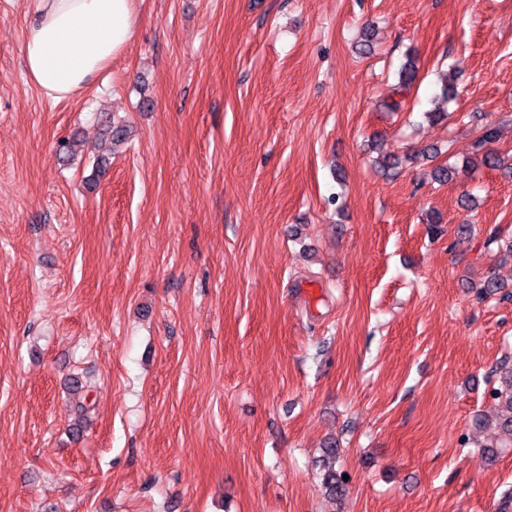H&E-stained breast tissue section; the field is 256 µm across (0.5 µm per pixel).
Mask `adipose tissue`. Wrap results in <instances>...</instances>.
Listing matches in <instances>:
<instances>
[{"label": "adipose tissue", "instance_id": "adipose-tissue-1", "mask_svg": "<svg viewBox=\"0 0 512 512\" xmlns=\"http://www.w3.org/2000/svg\"><path fill=\"white\" fill-rule=\"evenodd\" d=\"M139 0H34L24 32L26 71L58 102L101 76L132 41Z\"/></svg>", "mask_w": 512, "mask_h": 512}]
</instances>
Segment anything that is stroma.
<instances>
[{
  "instance_id": "obj_1",
  "label": "stroma",
  "mask_w": 512,
  "mask_h": 512,
  "mask_svg": "<svg viewBox=\"0 0 512 512\" xmlns=\"http://www.w3.org/2000/svg\"><path fill=\"white\" fill-rule=\"evenodd\" d=\"M31 4L0 0V512H512L478 423L512 297L476 294H512V168L475 153L512 159V0H140L55 104ZM430 147L448 181L373 164ZM340 455V448H337L336 440L330 441L322 448V455L319 462L322 468V488L325 494L333 499L342 498L347 489L348 480H343L344 471L336 470V461Z\"/></svg>"
}]
</instances>
